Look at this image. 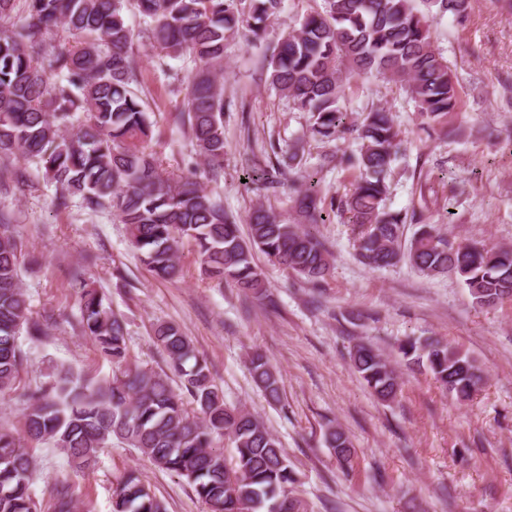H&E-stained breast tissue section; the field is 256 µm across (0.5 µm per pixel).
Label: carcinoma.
Instances as JSON below:
<instances>
[{"instance_id":"carcinoma-1","label":"carcinoma","mask_w":512,"mask_h":512,"mask_svg":"<svg viewBox=\"0 0 512 512\" xmlns=\"http://www.w3.org/2000/svg\"><path fill=\"white\" fill-rule=\"evenodd\" d=\"M15 2L0 0V159L18 155L35 164L57 188L60 209L77 198L89 211H111L159 278L180 272V247L187 245L209 280L219 287L233 284L246 300L268 297L257 252L314 286L324 280L329 252L316 235L262 203L250 211L244 230L220 195L196 180L167 175L149 148L153 122L142 98L137 35L126 20L128 0H24L21 24L13 21ZM283 3L249 0L245 12L242 0H133L147 23L150 48L191 64L186 105L174 122L215 174L224 169V50L244 28L251 45L260 46ZM422 4L460 20L471 0H324L323 10L283 31L263 57L270 86L308 114L313 138L331 142L340 133L355 134L357 148L348 161L358 175L351 193L326 203L322 169L302 166L296 151L253 167L249 180L275 194L286 169L300 166L294 188L300 223L328 224L331 213L345 212L364 264L386 268L404 261L426 276H453L477 305L490 307L512 298V248L457 244L431 224L403 248L402 228L419 219L386 205L401 147L393 117L376 108L347 125L345 81L356 76L376 74L404 85L431 128H445L448 115L459 109V84L433 47ZM59 32L73 42L71 48L53 45ZM40 266L1 215L0 396L17 394L24 430L20 435L0 427V512H41L32 491L35 463L23 437L60 449L76 472L95 469L103 449L116 440L185 479L208 512H308L293 493L295 472L280 440L249 410L224 401V390L183 329L160 322L153 331L154 343L183 380L181 393L167 374L133 360L124 319L79 269L72 277L82 288L81 332L115 375L96 380L68 367L34 390L17 392L20 331L33 339L45 335L43 325L29 317L22 284V272ZM398 351L425 366L459 402L473 400L482 388L475 360L446 342L409 337ZM349 357L378 400L397 397L400 377L372 347L358 343ZM249 364L255 385L269 402L280 403L277 370L259 352ZM220 439L234 449L230 462L216 445ZM325 443L340 467H351L353 444L341 428L329 429ZM76 510L69 483L56 482L47 512ZM112 512H166V505L129 471L113 484Z\"/></svg>"}]
</instances>
